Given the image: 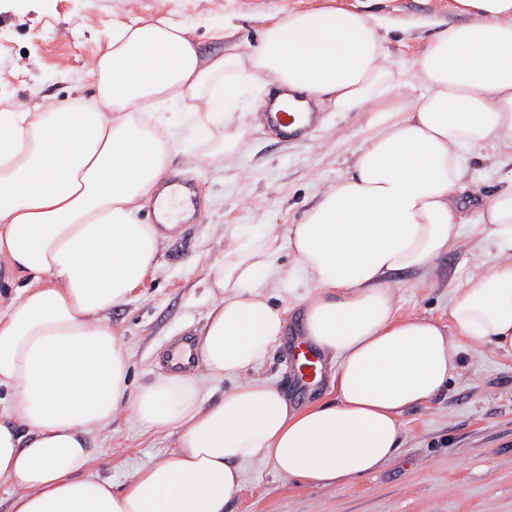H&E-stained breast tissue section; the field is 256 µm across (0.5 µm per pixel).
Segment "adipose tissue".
<instances>
[{"mask_svg":"<svg viewBox=\"0 0 512 512\" xmlns=\"http://www.w3.org/2000/svg\"><path fill=\"white\" fill-rule=\"evenodd\" d=\"M471 22L436 33L399 74L370 16L325 7L274 19L258 46L203 59L194 25L160 18L118 30L86 72L97 104L0 109V253L25 285L0 313V482L9 512H224L247 466L316 486L387 464L403 413L432 401L466 342L512 349V174L480 211L497 255L455 288L448 317L400 314L392 273L430 270L462 235L467 156L512 148V0H457ZM255 82L367 112L350 176L300 223L224 242L198 340L206 378L230 381L202 405V378L156 376L129 390L125 349L106 314L146 277L153 225L136 217L167 170L176 132L142 105H189L200 127L234 112ZM289 248L308 288L306 338L334 367L333 400L296 407L258 367L288 324L270 302ZM133 406L176 437L120 487L89 472V438Z\"/></svg>","mask_w":512,"mask_h":512,"instance_id":"obj_1","label":"adipose tissue"}]
</instances>
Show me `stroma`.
<instances>
[{"label":"stroma","instance_id":"1","mask_svg":"<svg viewBox=\"0 0 512 512\" xmlns=\"http://www.w3.org/2000/svg\"><path fill=\"white\" fill-rule=\"evenodd\" d=\"M322 7L371 16L398 70L426 49L433 33L469 20L456 0H0V108L95 97L96 84L87 78L83 61L102 55L120 27L158 18L193 22L199 51L210 57L251 50L271 17ZM227 20L237 27L230 39L221 33ZM62 28L68 39L56 38ZM265 98L263 85L252 84L230 124L204 131L182 107L163 115L176 124L167 174L190 183L203 214L179 234L160 237L150 275L108 314L134 385L161 371L171 343L203 329L210 309L206 286L224 236L262 224L299 223L324 186L351 171L367 113L324 107V121L309 140L288 144L260 124ZM228 128L243 133L229 155L220 149ZM496 159L494 169L477 158L467 160L473 203L465 213L468 246L441 255L428 274L395 275L401 314L442 316L452 288L474 275L479 263L495 258V247L479 232L475 205L495 191L499 177L512 173V152L499 151ZM260 373L286 388L300 406L334 397L326 379L305 389L294 386L281 346L264 358ZM402 422L404 444L378 471L324 488L253 464L224 512H512L511 350L467 346L447 389L430 403L407 409ZM174 446V436L145 429L126 408L91 436L90 471L120 485L138 461L161 458Z\"/></svg>","mask_w":512,"mask_h":512}]
</instances>
